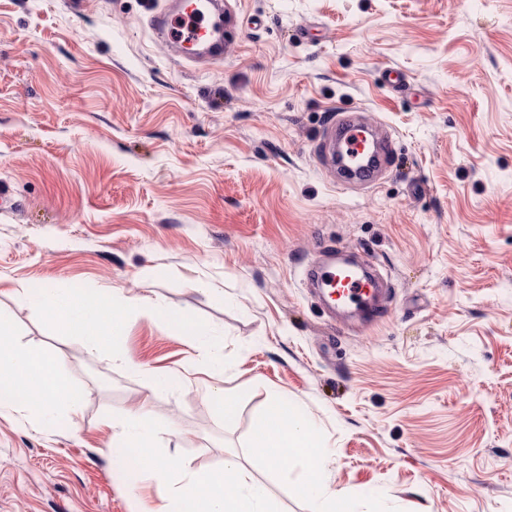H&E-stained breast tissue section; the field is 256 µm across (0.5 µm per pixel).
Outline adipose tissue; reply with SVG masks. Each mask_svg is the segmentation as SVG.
<instances>
[{
    "instance_id": "ef3b65f1",
    "label": "adipose tissue",
    "mask_w": 512,
    "mask_h": 512,
    "mask_svg": "<svg viewBox=\"0 0 512 512\" xmlns=\"http://www.w3.org/2000/svg\"><path fill=\"white\" fill-rule=\"evenodd\" d=\"M20 301L49 313L55 325L85 351H111L112 359L131 366V359L116 347L123 322L115 311L123 305L131 312L158 313L171 333L192 337L200 361L216 376L224 372V340L207 323L165 309L150 298L128 299L118 293L80 291L43 285L17 289ZM10 318L0 308V407L23 412L41 426L60 422L82 404L84 392L63 372L57 359L30 348L16 346ZM173 375L148 377L146 394L133 408L112 423L113 437L128 448H143L140 463L155 479L167 500L165 512H277L265 483L254 477L238 455L225 457L222 470L173 474L170 467L148 451L159 435L176 434L172 421L153 410L154 399L176 390ZM253 448L268 466L282 470L294 466L300 477L294 491L300 498L317 502L318 512H359L330 483V457L319 435L315 418L273 397L254 429Z\"/></svg>"
}]
</instances>
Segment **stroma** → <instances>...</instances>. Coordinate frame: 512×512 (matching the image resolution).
Wrapping results in <instances>:
<instances>
[{"label": "stroma", "instance_id": "obj_1", "mask_svg": "<svg viewBox=\"0 0 512 512\" xmlns=\"http://www.w3.org/2000/svg\"><path fill=\"white\" fill-rule=\"evenodd\" d=\"M169 2L0 0V307L85 391L51 428L0 409V512H160L112 444L149 371L184 382L154 403L178 429L158 454H238L280 512L313 505L248 448L274 394L318 420L362 512H512V0H230L243 25L215 62L157 41ZM339 108L396 140L374 187L318 153ZM326 247L389 282L374 325L323 310L306 273ZM42 283L211 324L223 379L141 312L132 367L87 353L18 300ZM206 403L224 419V424H232L238 417L240 410L239 399L236 394L224 389L223 386L210 388Z\"/></svg>", "mask_w": 512, "mask_h": 512}]
</instances>
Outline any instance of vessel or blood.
<instances>
[{
	"label": "vessel or blood",
	"instance_id": "vessel-or-blood-1",
	"mask_svg": "<svg viewBox=\"0 0 512 512\" xmlns=\"http://www.w3.org/2000/svg\"><path fill=\"white\" fill-rule=\"evenodd\" d=\"M174 11L157 14L152 22L156 32L177 51H192L199 62L221 59L224 35L238 24L237 13L228 0H179ZM363 124L353 113L337 114L323 131L322 150L342 147L348 160L343 171L354 185L370 187L377 183L387 169L393 152L388 135H380L373 142V164L359 163L362 142L359 131ZM309 280L327 289L336 304L350 307L352 313L369 318L378 317L380 308L375 302V290L365 276L336 267L335 264H318L308 270Z\"/></svg>",
	"mask_w": 512,
	"mask_h": 512
}]
</instances>
